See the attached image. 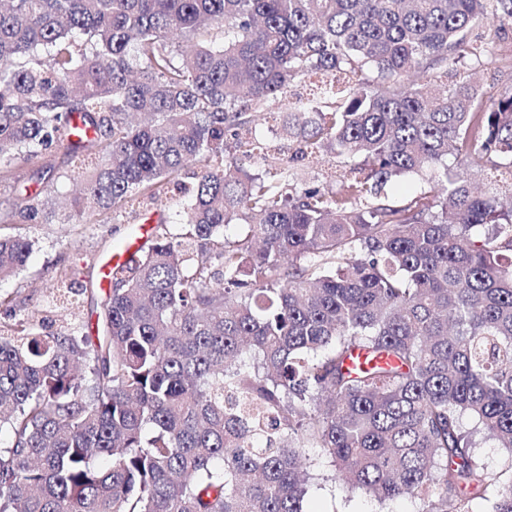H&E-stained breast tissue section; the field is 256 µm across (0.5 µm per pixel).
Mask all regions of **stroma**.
<instances>
[{
    "label": "stroma",
    "mask_w": 512,
    "mask_h": 512,
    "mask_svg": "<svg viewBox=\"0 0 512 512\" xmlns=\"http://www.w3.org/2000/svg\"><path fill=\"white\" fill-rule=\"evenodd\" d=\"M31 164L15 161L8 172L0 173V206H6L36 190ZM185 202L177 192H169L162 202L127 208L122 213L101 212L94 224L0 223L1 236H26L35 246L26 268L17 276L0 281V295L17 306L44 303L55 277L68 272L83 286L78 303L81 318H90L101 309V261L131 230L152 214L180 210ZM311 512H412L411 501L379 502L375 498L348 489L341 483L319 478L308 494Z\"/></svg>",
    "instance_id": "obj_1"
}]
</instances>
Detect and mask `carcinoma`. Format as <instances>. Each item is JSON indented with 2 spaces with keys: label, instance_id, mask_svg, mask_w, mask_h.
I'll use <instances>...</instances> for the list:
<instances>
[{
  "label": "carcinoma",
  "instance_id": "obj_1",
  "mask_svg": "<svg viewBox=\"0 0 512 512\" xmlns=\"http://www.w3.org/2000/svg\"><path fill=\"white\" fill-rule=\"evenodd\" d=\"M511 30L512 0H0V169L39 164L0 221L42 222L54 145L82 224L192 179L96 323L0 299V512H309L308 444L380 502L512 512L460 425L512 451V192L470 184L512 177V74L465 76ZM257 112L340 180L299 185ZM33 247L0 238V281Z\"/></svg>",
  "mask_w": 512,
  "mask_h": 512
}]
</instances>
